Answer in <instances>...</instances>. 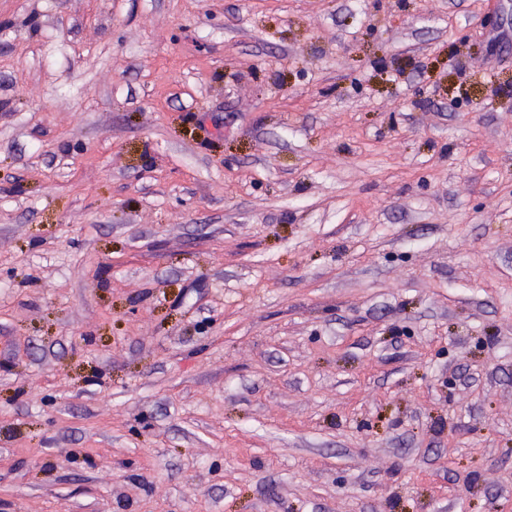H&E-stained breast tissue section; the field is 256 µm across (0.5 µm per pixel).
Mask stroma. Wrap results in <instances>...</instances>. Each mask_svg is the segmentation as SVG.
I'll return each mask as SVG.
<instances>
[{
	"instance_id": "obj_1",
	"label": "stroma",
	"mask_w": 512,
	"mask_h": 512,
	"mask_svg": "<svg viewBox=\"0 0 512 512\" xmlns=\"http://www.w3.org/2000/svg\"><path fill=\"white\" fill-rule=\"evenodd\" d=\"M0 512H512V0H0Z\"/></svg>"
}]
</instances>
